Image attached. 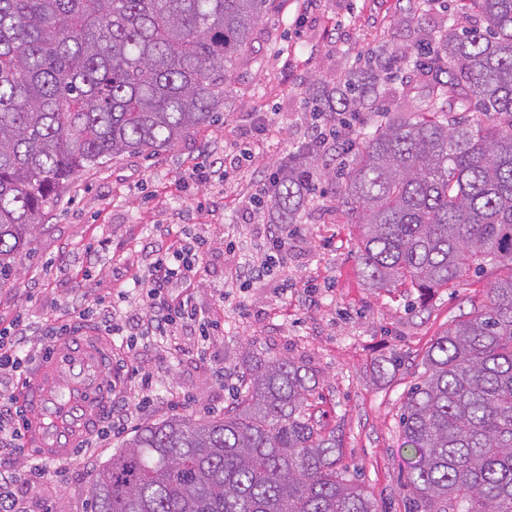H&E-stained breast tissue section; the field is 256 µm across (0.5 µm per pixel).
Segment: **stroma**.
Segmentation results:
<instances>
[{"mask_svg":"<svg viewBox=\"0 0 512 512\" xmlns=\"http://www.w3.org/2000/svg\"><path fill=\"white\" fill-rule=\"evenodd\" d=\"M408 9L409 0H277L212 123L167 150L126 154L85 171L48 209L20 277L0 285V329L26 336L32 358L47 346V320L62 316L72 328L93 330L88 311L98 299L121 312L144 307L137 279L170 240L187 236L207 241L194 281L196 310L221 328L209 338L180 328L139 340L131 361L113 349L115 388L133 418L114 435L89 437L75 458L49 462L0 449V472L19 475L24 512H90L85 488L92 474L133 432L178 413L223 417L240 389L223 370L250 342L313 371L314 410L341 443L347 478L366 486L379 512H404L401 404L435 338L484 302L496 270L465 275L424 299L406 288H366L356 254L360 227L340 207V183L326 178L335 156L323 154L310 164L315 188L287 227L285 267L246 290L235 288L229 273L264 249L273 215L268 208L251 212L256 175L308 142L312 79L327 82L364 55L413 46L416 34L397 26ZM392 353L401 366L374 378L375 363ZM129 361L155 376L150 397L124 371ZM178 398L185 406L174 407Z\"/></svg>","mask_w":512,"mask_h":512,"instance_id":"obj_1","label":"stroma"}]
</instances>
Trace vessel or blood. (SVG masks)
<instances>
[{
	"label": "vessel or blood",
	"instance_id": "b4317fda",
	"mask_svg": "<svg viewBox=\"0 0 512 512\" xmlns=\"http://www.w3.org/2000/svg\"><path fill=\"white\" fill-rule=\"evenodd\" d=\"M103 337L81 329L51 342L26 378L23 433L39 457L71 458L112 401V370Z\"/></svg>",
	"mask_w": 512,
	"mask_h": 512
}]
</instances>
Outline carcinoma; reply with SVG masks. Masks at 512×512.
Instances as JSON below:
<instances>
[{
	"label": "carcinoma",
	"mask_w": 512,
	"mask_h": 512,
	"mask_svg": "<svg viewBox=\"0 0 512 512\" xmlns=\"http://www.w3.org/2000/svg\"><path fill=\"white\" fill-rule=\"evenodd\" d=\"M430 0L398 21L423 106L376 109L341 192L374 290L453 285L497 268L486 304L438 336L402 405L410 512H512V0H463L478 22L434 35ZM274 0H0V285L16 279L45 209L85 170L163 151L209 124ZM312 93L314 112L371 109L386 75ZM312 146L280 163L271 200L294 224ZM240 399L218 419L176 415L124 440L91 477V512H378L337 471L305 365L242 348Z\"/></svg>",
	"instance_id": "1"
}]
</instances>
